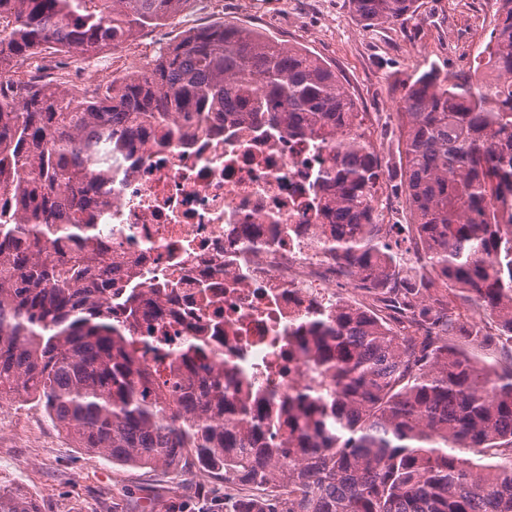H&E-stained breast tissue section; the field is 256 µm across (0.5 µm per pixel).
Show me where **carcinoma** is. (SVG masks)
Wrapping results in <instances>:
<instances>
[{"label": "carcinoma", "instance_id": "carcinoma-1", "mask_svg": "<svg viewBox=\"0 0 512 512\" xmlns=\"http://www.w3.org/2000/svg\"><path fill=\"white\" fill-rule=\"evenodd\" d=\"M184 0H0V66L56 48L114 49L175 16ZM419 0H350L368 23L412 17ZM472 75L435 68L403 87L398 116L407 224H386L390 177L358 104L304 48L242 27L206 26L152 67L76 103L66 82L0 83V400L44 406L77 447L121 467L199 471L239 487L235 512H512V0ZM332 145L312 233L354 286L377 297L304 314L288 341L305 385L270 399L256 379L212 370L204 341L150 369L130 350L141 319L162 317L132 291L126 319L101 302L112 276L90 218L101 139L131 150L196 112ZM53 237L69 251L41 255ZM483 316L460 322L459 308ZM508 349V364L466 347ZM0 512H40L0 489Z\"/></svg>", "mask_w": 512, "mask_h": 512}]
</instances>
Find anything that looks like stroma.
Instances as JSON below:
<instances>
[{"mask_svg":"<svg viewBox=\"0 0 512 512\" xmlns=\"http://www.w3.org/2000/svg\"><path fill=\"white\" fill-rule=\"evenodd\" d=\"M492 0H419L404 24L370 26L349 0H188L140 39L152 46L135 57L134 45L86 55L98 81L119 78L113 59L134 56L133 70L151 67L157 52L189 30L224 22L303 47L329 63L350 88L383 163L397 167V112L404 83L428 67L471 71L490 39ZM21 488L41 512H230L240 488L214 477L120 468L76 448L34 401L0 407V488Z\"/></svg>","mask_w":512,"mask_h":512,"instance_id":"obj_1","label":"stroma"}]
</instances>
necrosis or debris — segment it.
Listing matches in <instances>:
<instances>
[{"label":"necrosis or debris","instance_id":"obj_1","mask_svg":"<svg viewBox=\"0 0 512 512\" xmlns=\"http://www.w3.org/2000/svg\"><path fill=\"white\" fill-rule=\"evenodd\" d=\"M60 75L79 91L91 85L59 52L0 70V80L21 82ZM325 159L309 138L228 111L182 116L175 131L113 155L94 232L113 287L162 306L149 342L177 350L204 336L216 364L251 370L276 395L303 383L307 366L288 348V326L335 299L342 276L317 240L289 238L287 227L320 223L314 185Z\"/></svg>","mask_w":512,"mask_h":512}]
</instances>
